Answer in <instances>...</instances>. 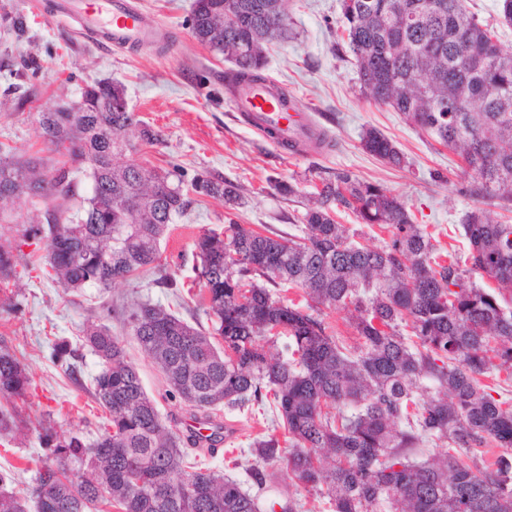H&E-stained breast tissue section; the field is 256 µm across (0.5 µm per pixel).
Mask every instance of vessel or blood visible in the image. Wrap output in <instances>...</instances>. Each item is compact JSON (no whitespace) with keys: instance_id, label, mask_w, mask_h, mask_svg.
<instances>
[{"instance_id":"1","label":"vessel or blood","mask_w":512,"mask_h":512,"mask_svg":"<svg viewBox=\"0 0 512 512\" xmlns=\"http://www.w3.org/2000/svg\"><path fill=\"white\" fill-rule=\"evenodd\" d=\"M59 16L76 20L89 37L100 38L120 49H131L148 40L152 23L133 0H60ZM234 111L245 114L251 129L277 145H290L293 154L321 147L322 135L313 116L287 97L271 78L233 89Z\"/></svg>"}]
</instances>
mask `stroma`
<instances>
[{
	"label": "stroma",
	"instance_id": "1",
	"mask_svg": "<svg viewBox=\"0 0 512 512\" xmlns=\"http://www.w3.org/2000/svg\"><path fill=\"white\" fill-rule=\"evenodd\" d=\"M56 0H0V92L22 82V59L34 60L44 80L41 92L25 111L0 108V143L23 156H45L36 122L37 113L54 108L67 97H80L94 80L111 78L127 91L130 108L162 136L158 145L141 143L137 128L125 137L133 151L128 163L175 170L183 184L212 175L235 185L238 205L188 193L189 205L177 217L160 244L163 270L183 284L182 296L154 285L150 278L119 280L109 292L88 285L65 290L39 262L41 241L21 242L12 224L0 223V242L14 246L15 276L0 284V344L25 365L31 386L25 396L5 399L0 407L15 409L17 430L0 437V471L14 472L17 484L31 491L48 438L77 433L85 441L98 435L105 413L90 394L100 371L98 357L83 340L87 322L104 320L121 340L127 358L138 369L144 388L175 431H182L189 414L182 400L169 394L163 376L123 327L121 305L148 301L171 308L188 323L206 322L201 291L193 287L194 238L200 230L224 231L236 222L267 233H297L307 198L322 180L346 170L358 178L380 183L401 197L440 253L468 257L461 224L479 206L466 193L471 177L457 158L406 121L390 107L369 100L360 90L354 67L335 47L342 36L340 0H291L293 35L270 51L265 73L314 114L330 138L328 149L295 155L253 132L234 112L224 89L229 64L215 57L194 38L190 27L192 0H136L155 19L153 37L132 50H122L76 35L77 24L55 13ZM23 17L27 32L14 40L7 32L12 17ZM374 127L389 136L405 156L395 168L363 151L362 132ZM293 194H283L279 183ZM111 301L114 312L101 318L100 305ZM68 342L77 352V376H69L52 356L55 343ZM269 406L223 411V422L236 429L216 449L199 448L206 466L219 477L244 478L254 462L253 440L270 426ZM269 485L262 506L295 494L307 512H329V504L303 485L285 480L280 465L268 466Z\"/></svg>",
	"mask_w": 512,
	"mask_h": 512
}]
</instances>
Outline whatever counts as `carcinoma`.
<instances>
[{
	"label": "carcinoma",
	"instance_id": "1",
	"mask_svg": "<svg viewBox=\"0 0 512 512\" xmlns=\"http://www.w3.org/2000/svg\"><path fill=\"white\" fill-rule=\"evenodd\" d=\"M342 43L360 88L448 148L474 180L473 193L512 212V52L478 22L464 0H341ZM290 0H193L195 39L231 64L224 84L264 79L269 48L292 35ZM4 90L22 112L42 76ZM82 112L38 113L53 157L24 158L0 144V223L22 224V239L44 241L40 257L66 289L87 284L106 292L119 279L157 268L160 243L186 209L170 170L116 158L161 134L132 112L124 88L106 78L81 93ZM362 149L394 167L404 155L376 128ZM91 181L83 197L71 168ZM199 195L235 204L239 194L219 177L198 176ZM25 198L32 210L13 212ZM351 212L363 224L390 228L377 248L336 222ZM471 267L448 259L398 196L349 171L313 192L302 235H265L241 224L194 240L205 297V332L149 302L121 312L169 392L210 415L273 397L277 428L255 438L256 464L245 468L259 489L265 465L285 464L288 479L320 492L331 512H512V408H502L478 377L512 369V224L491 209L465 217ZM14 272L0 245V283ZM486 275L490 292L472 280ZM301 289L319 310H347L358 345L345 351L314 315L274 298L269 287ZM102 360L92 397L109 428L84 443H55L38 470L37 512H262L259 498L233 478L219 480L186 460L181 437L165 424L120 339L104 324L83 330ZM287 342L277 349L278 339ZM53 357L75 373L67 343ZM30 378L20 359L0 347V394L22 396ZM503 449L493 462L465 465L451 452L426 458L428 444ZM332 454L333 465L321 463ZM0 472V512H28Z\"/></svg>",
	"mask_w": 512,
	"mask_h": 512
}]
</instances>
